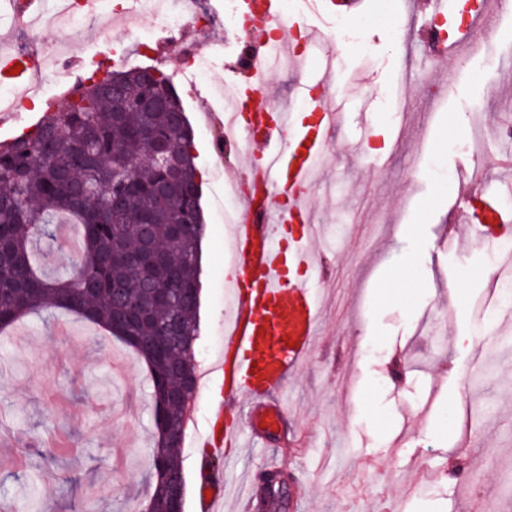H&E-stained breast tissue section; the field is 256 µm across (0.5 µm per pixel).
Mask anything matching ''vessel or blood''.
I'll return each mask as SVG.
<instances>
[{"label": "vessel or blood", "mask_w": 512, "mask_h": 512, "mask_svg": "<svg viewBox=\"0 0 512 512\" xmlns=\"http://www.w3.org/2000/svg\"><path fill=\"white\" fill-rule=\"evenodd\" d=\"M246 17L252 40L237 61L242 77L235 95L249 103L243 133L260 155L245 173L250 185L241 201L246 221L232 227L236 273L225 282L224 349L211 366L222 376L224 392L213 403L210 426L198 441L203 452L197 512H219L227 481L215 472L212 460L223 447L243 444V429L225 419V408L247 405L284 424L276 397L310 355L319 334V303L311 285L291 280L288 272L318 267L310 248L317 229L311 190L329 135L345 118L311 92L312 86H329L324 68L311 72L292 100L267 98V72L288 52L293 33L286 25L283 0H246Z\"/></svg>", "instance_id": "b4317fda"}]
</instances>
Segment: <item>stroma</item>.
<instances>
[{
  "label": "stroma",
  "instance_id": "1",
  "mask_svg": "<svg viewBox=\"0 0 512 512\" xmlns=\"http://www.w3.org/2000/svg\"><path fill=\"white\" fill-rule=\"evenodd\" d=\"M429 0H362L351 13L319 11L305 0L300 25L335 33L336 106L346 123L329 142L335 196L318 203L316 290L326 295L320 334L306 363L288 379V425L258 433L243 414L253 447L225 448L237 465L228 481L268 466L288 473L283 512H512V310H500L485 330L472 303L485 296L487 241L470 239L455 251L440 242L466 209L452 178L454 151L467 136L453 131L456 117L472 121L481 106L491 128L508 125L512 80L501 77L484 52L468 67L449 58L439 72L441 100L417 97L411 112L391 109L393 76L404 61L426 64L423 29ZM359 28L341 34L336 20ZM171 77L194 131L195 163L203 175L207 215L200 270V336L195 359L204 364L224 348V281L232 254L228 224L219 217L223 182L213 169L243 166L246 155L219 158L202 130L191 88ZM371 129L359 145L363 129ZM425 139L426 154L412 145ZM419 227L417 237L403 234ZM64 227L34 242L43 272L65 275L72 263L60 245ZM418 271L406 299L380 283L405 255ZM471 337L459 348L457 337ZM496 403L493 414L475 407ZM194 430L176 450L185 478L184 512H195L199 491L196 440L209 406L196 400ZM0 503L14 512H131L142 502L154 447L150 384L138 357L76 316L33 313L0 335Z\"/></svg>",
  "mask_w": 512,
  "mask_h": 512
}]
</instances>
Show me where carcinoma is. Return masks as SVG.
Here are the masks:
<instances>
[{"label": "carcinoma", "instance_id": "obj_1", "mask_svg": "<svg viewBox=\"0 0 512 512\" xmlns=\"http://www.w3.org/2000/svg\"><path fill=\"white\" fill-rule=\"evenodd\" d=\"M164 144L168 163L154 153ZM200 172L173 80L157 67L92 73L64 102L0 142V332L56 309L81 317L133 349L147 367L155 433L141 512H170L168 485L186 483L174 451L184 405L197 398ZM146 221L114 223L113 204ZM76 224L82 253L71 275H44L32 240L49 225ZM167 288L147 320L127 304ZM176 339L165 338V329Z\"/></svg>", "mask_w": 512, "mask_h": 512}]
</instances>
